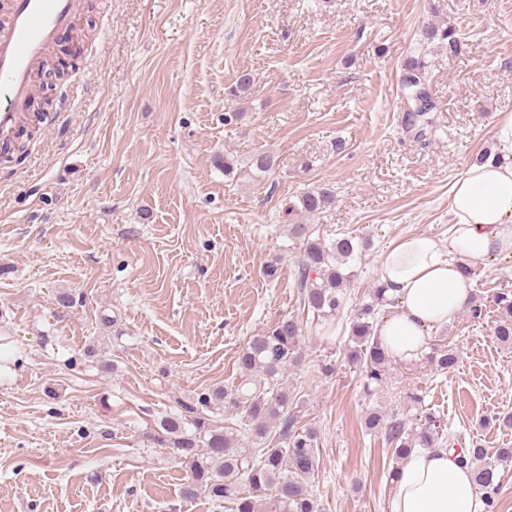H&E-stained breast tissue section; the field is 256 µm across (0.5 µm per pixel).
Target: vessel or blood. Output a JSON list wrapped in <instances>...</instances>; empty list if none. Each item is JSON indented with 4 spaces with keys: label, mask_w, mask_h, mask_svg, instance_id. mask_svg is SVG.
Masks as SVG:
<instances>
[{
    "label": "vessel or blood",
    "mask_w": 512,
    "mask_h": 512,
    "mask_svg": "<svg viewBox=\"0 0 512 512\" xmlns=\"http://www.w3.org/2000/svg\"><path fill=\"white\" fill-rule=\"evenodd\" d=\"M83 10V0H9L0 13V135L26 119L38 76Z\"/></svg>",
    "instance_id": "1"
}]
</instances>
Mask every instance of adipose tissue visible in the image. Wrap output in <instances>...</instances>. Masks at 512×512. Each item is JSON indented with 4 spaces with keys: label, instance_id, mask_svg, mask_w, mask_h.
I'll list each match as a JSON object with an SVG mask.
<instances>
[{
    "label": "adipose tissue",
    "instance_id": "adipose-tissue-1",
    "mask_svg": "<svg viewBox=\"0 0 512 512\" xmlns=\"http://www.w3.org/2000/svg\"><path fill=\"white\" fill-rule=\"evenodd\" d=\"M495 142L450 190L447 240L406 235L380 262V283L395 305L376 333L396 359L420 357L428 333L466 307L472 288L463 268L512 256L511 113L502 114ZM395 485L392 512H484L471 468L445 448L413 449Z\"/></svg>",
    "mask_w": 512,
    "mask_h": 512
}]
</instances>
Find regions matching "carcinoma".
Returning <instances> with one entry per match:
<instances>
[{
	"label": "carcinoma",
	"mask_w": 512,
	"mask_h": 512,
	"mask_svg": "<svg viewBox=\"0 0 512 512\" xmlns=\"http://www.w3.org/2000/svg\"><path fill=\"white\" fill-rule=\"evenodd\" d=\"M333 198L329 188L306 191L295 209L320 214ZM290 233L303 251L296 278L299 306L311 312L316 323L330 322L344 308L351 278L346 267L362 256L370 242L352 234L326 241L310 224H293ZM494 302L500 312L494 334L512 347V290L501 289ZM391 304L385 288L378 284L372 301L360 304L350 316L353 345L347 361L365 376L367 392L371 384H381L391 365L375 333L378 314ZM303 332L301 321L289 315L249 337L235 359L234 382L203 388L177 401L176 410L156 422L150 439L167 449L186 472L180 487L182 498L203 494L231 512H321L309 490V480L318 467V432L303 422V406L280 382L288 366L303 360ZM429 360L446 373L456 367L459 355L448 344H435ZM221 410L226 417H239L242 429L218 423ZM365 426L383 435L395 458L396 466L389 474L393 481L398 465L414 448L453 449L459 444L456 435L445 433L441 416L429 408L419 413L415 429L400 418L376 411L368 413ZM243 437L251 447L240 446ZM458 453L473 469L486 512H494L501 483L499 466L512 461V448H485L473 441Z\"/></svg>",
	"instance_id": "carcinoma-1"
}]
</instances>
